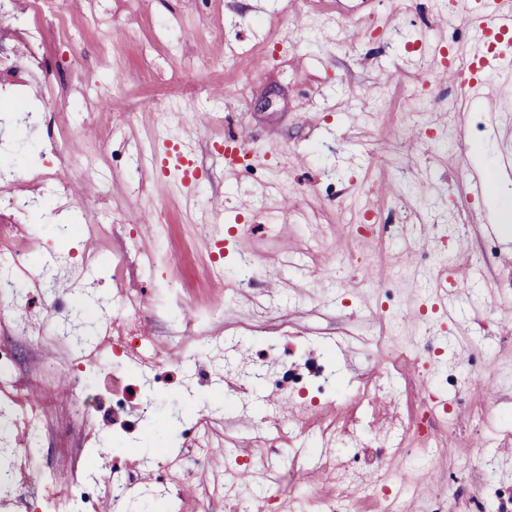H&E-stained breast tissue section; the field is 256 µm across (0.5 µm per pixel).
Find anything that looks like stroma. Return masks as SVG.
I'll list each match as a JSON object with an SVG mask.
<instances>
[{"mask_svg": "<svg viewBox=\"0 0 512 512\" xmlns=\"http://www.w3.org/2000/svg\"><path fill=\"white\" fill-rule=\"evenodd\" d=\"M144 0L132 22H118L112 50L100 52L97 33L72 43L59 30L45 34L47 74L33 88L40 102L65 88L73 72L84 96L64 112L33 122L24 113L0 114V159L24 175L41 164L51 130L73 128L78 141L96 140L93 115L103 101L127 113L128 123L100 143L95 155L105 237L82 231L94 207L77 157L58 165L73 205L59 211L42 197L31 212L20 249L32 261L89 256L81 274L63 269L53 282V317L44 336L69 327L75 309L93 310L91 332L125 333L112 260L130 251L140 261L126 274L146 290L140 332L175 370L162 409L188 415L208 410L224 428L223 441L203 462L189 458L177 430L156 438L145 427L135 442L116 445L104 427L85 425L64 364L78 344L53 340L41 347L17 336L5 348L27 382L24 396L47 402L48 435L32 459L22 460L33 483L51 473L65 490L75 459L98 471L119 459L138 488L151 487L156 449L184 461L185 512H228L226 498L202 501L196 485L223 480L225 449L251 460L275 418L288 420L274 472L248 471L234 491L238 512H271L272 498L291 512H317L335 497L313 463L315 428L336 424L343 435L331 454L355 460L350 512H512V228L503 204L478 194L479 175L495 172L512 147V80L501 82L493 111L467 102L457 85L426 84L433 47L464 51L471 36L448 14V0ZM166 37L176 48L166 68L179 86L140 78L142 46ZM281 39L276 55L253 50ZM175 101L170 132L196 147L202 176L193 203L174 172L151 164L163 144L155 138V98ZM247 136L257 159L230 179L209 147L225 131ZM97 141V140H96ZM375 233L361 235L366 209ZM210 237L195 235L202 219ZM170 236L156 230L160 220ZM224 241V269L204 267L214 239ZM252 253L258 271L237 277L238 259ZM469 257L473 273L457 289L453 321L423 314L422 288L440 261ZM414 367L388 373V357L404 350ZM328 352L336 394L321 400L261 385L246 407L225 394L227 367L242 376L280 371L292 352ZM208 368L202 383L184 373L188 357ZM465 389L434 422L429 455L400 463L390 448L393 426L416 414L423 395L445 379Z\"/></svg>", "mask_w": 512, "mask_h": 512, "instance_id": "obj_1", "label": "stroma"}]
</instances>
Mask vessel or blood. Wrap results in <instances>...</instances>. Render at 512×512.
<instances>
[{"label": "vessel or blood", "mask_w": 512, "mask_h": 512, "mask_svg": "<svg viewBox=\"0 0 512 512\" xmlns=\"http://www.w3.org/2000/svg\"><path fill=\"white\" fill-rule=\"evenodd\" d=\"M460 14L472 38L469 72L461 74L441 57L434 74L439 81L456 83L464 97L485 102L491 97L496 81L512 78V0H460ZM165 155L175 160L182 183L196 180L190 142H167ZM432 280L437 291L436 307L447 310L457 281L444 265L435 269Z\"/></svg>", "instance_id": "obj_1"}]
</instances>
